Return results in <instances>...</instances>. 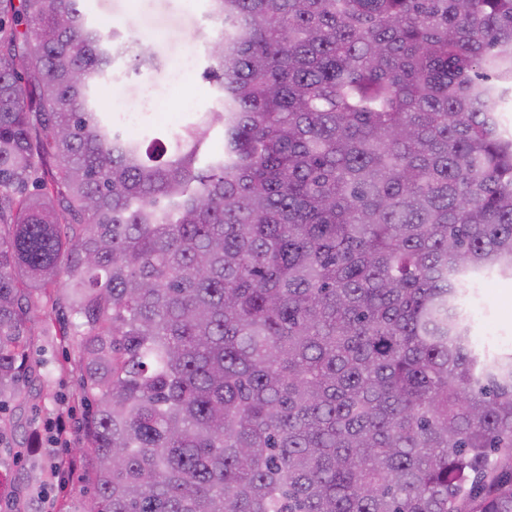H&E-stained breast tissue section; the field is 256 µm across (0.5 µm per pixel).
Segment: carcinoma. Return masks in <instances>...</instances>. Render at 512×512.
Wrapping results in <instances>:
<instances>
[{
	"label": "carcinoma",
	"mask_w": 512,
	"mask_h": 512,
	"mask_svg": "<svg viewBox=\"0 0 512 512\" xmlns=\"http://www.w3.org/2000/svg\"><path fill=\"white\" fill-rule=\"evenodd\" d=\"M83 2L0 0V404L51 305L69 512H512V0H208L221 108L149 141ZM474 333L491 351L512 349V278L492 274L477 281Z\"/></svg>",
	"instance_id": "obj_1"
}]
</instances>
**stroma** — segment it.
Here are the masks:
<instances>
[{
  "instance_id": "stroma-1",
  "label": "stroma",
  "mask_w": 512,
  "mask_h": 512,
  "mask_svg": "<svg viewBox=\"0 0 512 512\" xmlns=\"http://www.w3.org/2000/svg\"><path fill=\"white\" fill-rule=\"evenodd\" d=\"M89 20L112 24L129 41L152 46L162 67L181 69L178 86L148 67L134 68L130 58L115 62L112 84L120 93L98 100L96 109L108 112L115 123L126 114L141 113L145 122L164 125L193 119L194 112H210L219 102L214 85L201 78L207 66L206 47L218 36L219 22L208 14L206 0H85ZM192 103L193 113L182 106ZM474 333L481 346L512 350V278L492 274L477 282L473 300ZM27 362L41 380L25 401L0 407V472L6 474V494L0 512H61L69 500L85 494L82 462L70 449L56 444L57 434L77 439L76 425L84 413L76 381L77 352L58 336L34 333ZM63 463L64 477L51 468Z\"/></svg>"
}]
</instances>
